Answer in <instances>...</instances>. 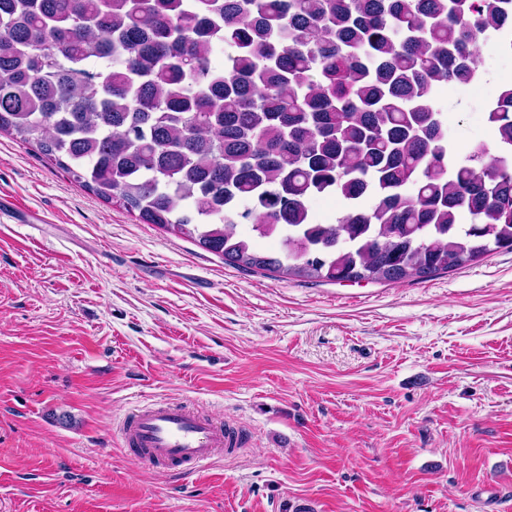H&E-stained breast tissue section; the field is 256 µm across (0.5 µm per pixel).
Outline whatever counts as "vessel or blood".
I'll return each mask as SVG.
<instances>
[{
  "label": "vessel or blood",
  "instance_id": "vessel-or-blood-1",
  "mask_svg": "<svg viewBox=\"0 0 512 512\" xmlns=\"http://www.w3.org/2000/svg\"><path fill=\"white\" fill-rule=\"evenodd\" d=\"M118 439L129 456L188 474L198 473L217 453H232L238 443L223 422L170 402L131 409Z\"/></svg>",
  "mask_w": 512,
  "mask_h": 512
}]
</instances>
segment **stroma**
Masks as SVG:
<instances>
[{"instance_id":"35a3bbf8","label":"stroma","mask_w":512,"mask_h":512,"mask_svg":"<svg viewBox=\"0 0 512 512\" xmlns=\"http://www.w3.org/2000/svg\"><path fill=\"white\" fill-rule=\"evenodd\" d=\"M440 92L488 139L512 56ZM0 512H512V252L425 282L225 265L0 133ZM243 431L187 477L132 459L126 412Z\"/></svg>"}]
</instances>
